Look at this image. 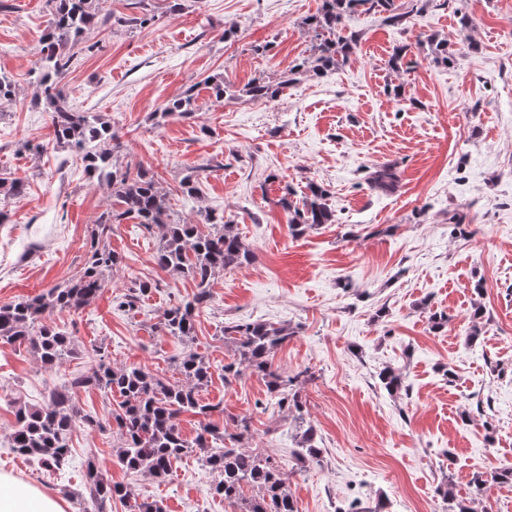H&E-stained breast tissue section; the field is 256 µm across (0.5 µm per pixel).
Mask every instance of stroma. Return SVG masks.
Listing matches in <instances>:
<instances>
[{
	"label": "stroma",
	"instance_id": "35a3bbf8",
	"mask_svg": "<svg viewBox=\"0 0 512 512\" xmlns=\"http://www.w3.org/2000/svg\"><path fill=\"white\" fill-rule=\"evenodd\" d=\"M321 0H100L101 14L151 15L144 27L112 24L85 31L97 45L67 73L64 86L81 111L101 116L122 144L119 167H145L159 178L178 221L201 223L223 212L249 243L253 262L219 274L198 319L194 343L156 332L192 281L160 269L159 228L113 225L121 268L110 286L79 311L55 310L48 322L75 343L71 357L44 367L24 345L0 344V472L60 498L64 512H83L86 460L139 498L166 512H232L215 495L216 473L199 453L178 462L167 481L129 472L116 457L111 430L76 428L70 456L46 470L12 450L8 398L47 402L51 387L92 363L96 348L113 363L138 364L173 378L184 353L220 367L228 322L285 323L295 335L274 364L314 378L303 391L318 429L323 461L299 464L294 421L265 407L266 386L253 375L225 383L215 372L201 392L224 414L252 419L247 451L275 457L298 512H342L351 501L383 512H454L472 472L512 468V0H451L412 13L407 26L358 12L345 21L359 46L339 71L299 82L269 102L211 97L207 77L235 86L277 79L309 55L303 21ZM472 20L478 51L460 47L453 64L423 58L419 36L454 37L455 10ZM46 0H0V75L15 81L16 100L0 113V171L25 179L23 196H0V305L63 283L88 260L100 215L115 201L106 182L87 175L79 155L50 147L51 114L31 107L39 93L34 68L47 26ZM233 37H225V28ZM270 45L258 55L252 48ZM410 46L409 69L388 66L394 47ZM403 84L404 99L388 95ZM195 87L198 110L164 118V101ZM393 166L397 192L370 189L377 167ZM197 198L183 197L188 172ZM322 184L336 221L292 236L277 200L284 186ZM155 287L130 311L116 296L135 280ZM482 306L481 319L473 309ZM448 324L432 329L433 311ZM479 327L475 345L465 341ZM452 367L455 381L443 374ZM402 373L405 391L389 394L378 373Z\"/></svg>",
	"mask_w": 512,
	"mask_h": 512
}]
</instances>
